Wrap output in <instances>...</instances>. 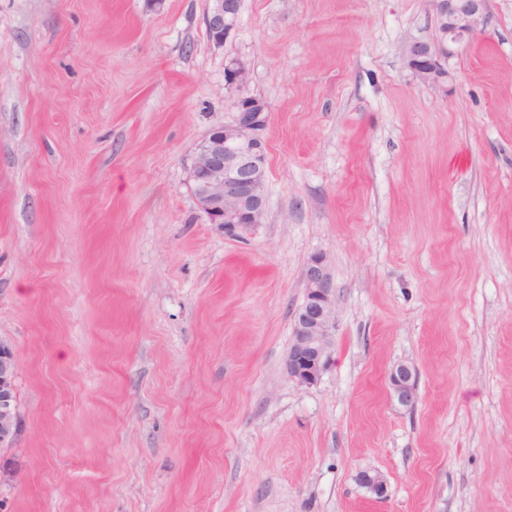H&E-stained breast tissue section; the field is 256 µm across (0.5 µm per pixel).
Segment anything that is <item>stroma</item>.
<instances>
[{
    "instance_id": "1",
    "label": "stroma",
    "mask_w": 512,
    "mask_h": 512,
    "mask_svg": "<svg viewBox=\"0 0 512 512\" xmlns=\"http://www.w3.org/2000/svg\"><path fill=\"white\" fill-rule=\"evenodd\" d=\"M212 5L0 0V512H512V0L441 88L403 56L431 0H240L220 47ZM232 62L271 109L239 240L190 179ZM314 253L334 363L301 386ZM304 296L293 323L292 343L284 359L288 378L313 385L332 362L336 327V286L326 255L312 254L302 274ZM15 359L12 349L0 342V447L9 448L16 436ZM388 385L391 395L405 407L414 405L417 389L416 374L411 366L398 364L388 374Z\"/></svg>"
}]
</instances>
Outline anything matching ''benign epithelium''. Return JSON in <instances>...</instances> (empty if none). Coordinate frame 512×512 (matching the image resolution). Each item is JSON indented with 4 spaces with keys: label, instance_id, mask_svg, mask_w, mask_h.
<instances>
[{
    "label": "benign epithelium",
    "instance_id": "7a95c632",
    "mask_svg": "<svg viewBox=\"0 0 512 512\" xmlns=\"http://www.w3.org/2000/svg\"><path fill=\"white\" fill-rule=\"evenodd\" d=\"M487 0H434L438 17L435 40L413 41L404 48L408 68L422 82L443 86L452 79L446 63L454 49L468 44L482 31ZM239 0H214L205 24L211 41L221 46L234 28ZM225 81L240 87L246 72L230 63ZM230 120L213 129L195 148L191 167L194 197L212 224L224 225V236L242 238L263 223L267 208L265 181L266 141L263 132L269 105L255 96L229 98ZM304 296L293 323L292 343L284 359L288 378L313 385L332 362L331 340L336 327V286L326 255L312 254L302 274ZM15 359L12 349L0 342V447L9 448L16 436ZM391 395L405 407L414 405L416 374L411 366L398 364L388 374ZM359 483L378 499L386 497L387 483L378 473L358 475Z\"/></svg>",
    "mask_w": 512,
    "mask_h": 512
}]
</instances>
